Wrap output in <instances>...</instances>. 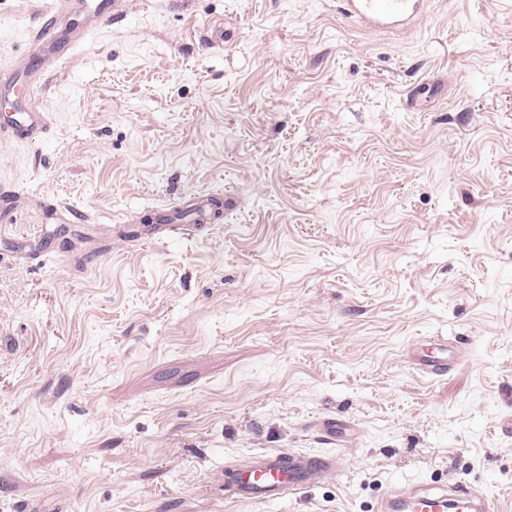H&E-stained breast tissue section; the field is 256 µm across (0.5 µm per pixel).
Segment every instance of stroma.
Here are the masks:
<instances>
[{
    "label": "stroma",
    "instance_id": "35a3bbf8",
    "mask_svg": "<svg viewBox=\"0 0 512 512\" xmlns=\"http://www.w3.org/2000/svg\"><path fill=\"white\" fill-rule=\"evenodd\" d=\"M44 4L0 0V68ZM42 106L45 140L0 137V512H372L451 480L512 512V0L405 33L133 0ZM209 195L211 231L128 239ZM430 336L447 375L407 359ZM272 450L344 469L225 505V461Z\"/></svg>",
    "mask_w": 512,
    "mask_h": 512
}]
</instances>
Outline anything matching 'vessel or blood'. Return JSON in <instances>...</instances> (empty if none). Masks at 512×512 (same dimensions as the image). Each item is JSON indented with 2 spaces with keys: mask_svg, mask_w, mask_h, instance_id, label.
<instances>
[{
  "mask_svg": "<svg viewBox=\"0 0 512 512\" xmlns=\"http://www.w3.org/2000/svg\"><path fill=\"white\" fill-rule=\"evenodd\" d=\"M343 16L359 27L395 30L413 26L423 13L424 0H338ZM129 0H53L38 26L34 38L46 49L37 63L22 62L12 70L0 71V99L7 111L0 117V134L15 139L39 140L49 130L50 115L40 105L47 77L71 59L84 37L103 24L123 18ZM208 201L192 207L193 221L174 224L170 220L153 225L148 236L160 240L173 235L193 237L201 232ZM410 358L423 371L440 376L449 370L448 341L432 338L416 346ZM341 457L299 452L264 451L224 467V502L244 499L275 501L296 494L322 476L341 472ZM375 512H496L495 504L475 493L465 483L451 487L418 485L407 490L394 489L375 504Z\"/></svg>",
  "mask_w": 512,
  "mask_h": 512,
  "instance_id": "obj_1",
  "label": "vessel or blood"
}]
</instances>
